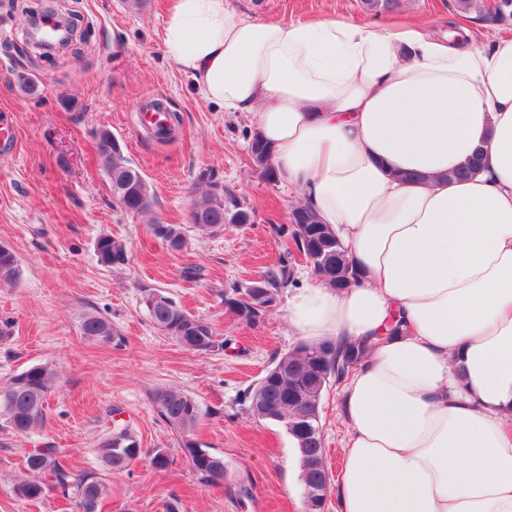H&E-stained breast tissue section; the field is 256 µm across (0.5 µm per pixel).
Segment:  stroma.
Returning <instances> with one entry per match:
<instances>
[{
	"label": "stroma",
	"instance_id": "stroma-1",
	"mask_svg": "<svg viewBox=\"0 0 512 512\" xmlns=\"http://www.w3.org/2000/svg\"><path fill=\"white\" fill-rule=\"evenodd\" d=\"M260 22L336 15L352 21L412 20L447 31L455 0H400L398 8L366 10L361 0H228ZM170 0H0V109L10 112L17 144L0 152V243L18 259L14 282H0V383L39 364L56 373L45 418L26 436L0 427V512H74L53 476L45 493L26 501L14 493L24 453L51 445L73 453L75 470L102 479L110 494L101 512H301L303 486L291 437L279 424L254 419L243 395L274 360L300 342L288 325V296L259 322L237 320L224 290L257 278L290 246L285 234L293 195L263 180L252 165V117L207 102L166 55L163 21ZM53 5L75 34L59 52L27 47L26 14ZM163 100L177 116V135L161 141L137 124L149 102ZM107 129L143 174L149 211H126L115 200L96 150ZM235 196L250 223L202 235L188 231L183 250L153 232L186 224L194 197ZM123 240L130 260L101 264L95 241ZM166 292L184 310L212 324L227 341L207 354L182 348L153 323L143 291ZM109 319L115 339H88L86 314ZM176 387L205 412L196 428L204 448L224 459V483L200 484L176 433L153 402ZM341 388L320 405L325 459L338 471L347 425ZM127 428L140 455L125 470H109L97 445ZM163 450L168 468L151 457Z\"/></svg>",
	"mask_w": 512,
	"mask_h": 512
}]
</instances>
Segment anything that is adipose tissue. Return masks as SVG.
I'll list each match as a JSON object with an SVG mask.
<instances>
[{
    "label": "adipose tissue",
    "instance_id": "obj_1",
    "mask_svg": "<svg viewBox=\"0 0 512 512\" xmlns=\"http://www.w3.org/2000/svg\"><path fill=\"white\" fill-rule=\"evenodd\" d=\"M449 25L257 22L227 0H174L163 24L361 272L288 298L296 335L369 345L341 394L337 512H512V31Z\"/></svg>",
    "mask_w": 512,
    "mask_h": 512
}]
</instances>
